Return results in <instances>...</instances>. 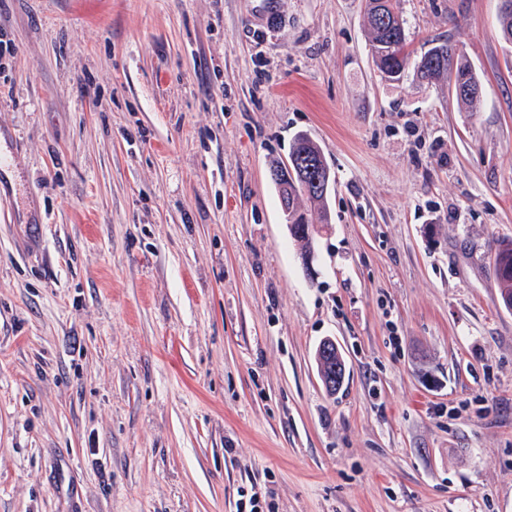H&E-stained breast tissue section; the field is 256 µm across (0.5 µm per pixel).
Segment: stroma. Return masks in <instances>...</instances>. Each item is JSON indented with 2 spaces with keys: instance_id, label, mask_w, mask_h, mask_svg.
Masks as SVG:
<instances>
[{
  "instance_id": "35a3bbf8",
  "label": "stroma",
  "mask_w": 512,
  "mask_h": 512,
  "mask_svg": "<svg viewBox=\"0 0 512 512\" xmlns=\"http://www.w3.org/2000/svg\"><path fill=\"white\" fill-rule=\"evenodd\" d=\"M500 0H0V512H512V44ZM335 178L311 269L269 167ZM338 344L327 395L315 350ZM258 4L252 18L255 22L266 27H273L278 24L280 14L278 11L279 0H257ZM258 9V10H257ZM364 14L370 34V42L376 65L381 73L391 81H399L407 73L412 72L413 77L427 84H435L448 80V90L456 100L463 105L472 106L479 93L451 91L450 82L464 81V84L473 81L479 83L471 67L458 53L457 48L448 42L437 44L424 54L428 60L426 70L420 67L423 57L411 58L406 50L407 37L405 22L402 15L401 0H365ZM388 23H383L382 18ZM387 19H384L387 22ZM380 23L382 25H380ZM512 257V240H501L497 241L493 249V266L496 274V278L501 288V298L504 300L505 297H512V276L509 279L499 278L497 274V263L502 256Z\"/></svg>"
}]
</instances>
